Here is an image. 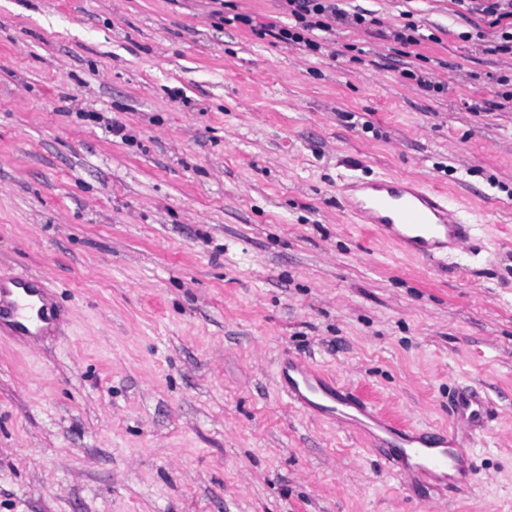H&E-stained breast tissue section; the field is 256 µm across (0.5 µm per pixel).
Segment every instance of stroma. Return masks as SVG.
<instances>
[{
  "mask_svg": "<svg viewBox=\"0 0 512 512\" xmlns=\"http://www.w3.org/2000/svg\"><path fill=\"white\" fill-rule=\"evenodd\" d=\"M336 7L374 24L310 54L222 21L281 0H0V275L57 313L0 325V512H512V53L458 0ZM389 177L469 240L373 237L341 187ZM291 358L416 431L487 400L475 482L291 404Z\"/></svg>",
  "mask_w": 512,
  "mask_h": 512,
  "instance_id": "35a3bbf8",
  "label": "stroma"
}]
</instances>
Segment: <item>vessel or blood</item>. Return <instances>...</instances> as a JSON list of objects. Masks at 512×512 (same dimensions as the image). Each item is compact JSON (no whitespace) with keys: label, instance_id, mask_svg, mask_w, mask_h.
Here are the masks:
<instances>
[{"label":"vessel or blood","instance_id":"vessel-or-blood-1","mask_svg":"<svg viewBox=\"0 0 512 512\" xmlns=\"http://www.w3.org/2000/svg\"><path fill=\"white\" fill-rule=\"evenodd\" d=\"M369 189V195L352 201V208L363 223L372 225L379 236L392 240L400 248L430 257L441 248L465 242L467 227L449 208L443 189L425 190L396 179L375 181ZM11 289H0V318L10 315L19 321L33 314L40 322L50 321L48 307H34L23 295L12 297ZM283 384L289 399L300 407L321 408L324 414L338 421L347 419L352 409L369 419L378 431L374 444L393 469H401L403 462L412 457L417 463L411 474L417 479L434 477L451 469L460 472L466 469L452 433H420L398 426L375 407L330 387L305 362H288Z\"/></svg>","mask_w":512,"mask_h":512}]
</instances>
